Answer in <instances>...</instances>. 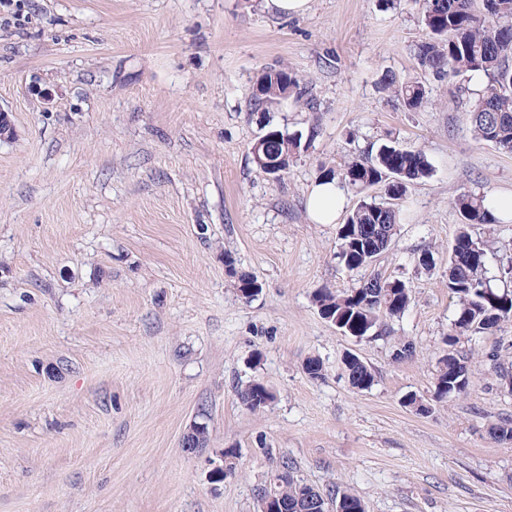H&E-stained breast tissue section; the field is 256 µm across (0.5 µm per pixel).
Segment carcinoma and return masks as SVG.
Here are the masks:
<instances>
[{
	"label": "carcinoma",
	"mask_w": 512,
	"mask_h": 512,
	"mask_svg": "<svg viewBox=\"0 0 512 512\" xmlns=\"http://www.w3.org/2000/svg\"><path fill=\"white\" fill-rule=\"evenodd\" d=\"M426 31L416 47V58L428 75L482 73L485 87L476 94L470 111L473 135L482 143L512 153V44L494 38L500 26L512 24V0H414ZM251 93L253 112L266 113L292 96L302 94L301 82L292 71L270 69L255 80ZM384 89L399 105L415 111L428 103V86L415 80L399 83L387 74ZM266 151L279 159L304 149L302 135L270 131ZM432 165L420 149L401 147L394 141L379 144L367 155L352 160L341 170L320 168L319 178L339 179L357 193L383 186L387 197L401 200L410 185L427 178ZM460 223L457 234L476 240L473 227L500 223L491 202L484 196L462 193L454 201ZM397 204L381 203L367 196L349 212L338 230L339 259L354 271L373 266L392 244L400 223ZM487 282L491 294L480 291ZM487 266H448V293L456 299V317L448 329V355L438 360L436 394L440 398L458 395L457 371L468 369L467 356L456 349L461 337L488 336L512 320V290L500 289ZM410 288L399 280L390 281L376 270L350 291L323 289L314 302L320 313L330 316L351 336L363 337L374 331L385 334L388 321L404 314L411 303ZM350 385L360 391L372 387L375 377L361 360L345 367ZM287 480L275 487V497L294 504L293 512H314L318 504L313 488L299 479L288 465L282 466Z\"/></svg>",
	"instance_id": "carcinoma-1"
}]
</instances>
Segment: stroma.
<instances>
[{
	"label": "stroma",
	"mask_w": 512,
	"mask_h": 512,
	"mask_svg": "<svg viewBox=\"0 0 512 512\" xmlns=\"http://www.w3.org/2000/svg\"><path fill=\"white\" fill-rule=\"evenodd\" d=\"M413 0H311L287 17L265 0H18L0 6V512H256L281 462L365 512H512V322L461 338L465 393L435 398L457 305L447 251L470 191L512 193V154L477 143L473 75L425 77ZM297 74L317 112L289 99L251 114L260 71ZM425 80L399 108L385 73ZM318 134L283 178L250 148L266 128ZM393 140L421 149L430 178L400 202L377 262L412 301L390 334L326 322L323 288H356L338 227L311 223L320 167ZM262 291L240 297L234 271ZM404 341L414 353L392 352ZM357 355L373 386L353 389ZM315 358L321 378L303 370ZM273 393L243 406L242 384ZM416 394L429 414L407 407ZM206 447L184 448L190 423ZM236 468L217 471L227 449Z\"/></svg>",
	"instance_id": "35a3bbf8"
}]
</instances>
